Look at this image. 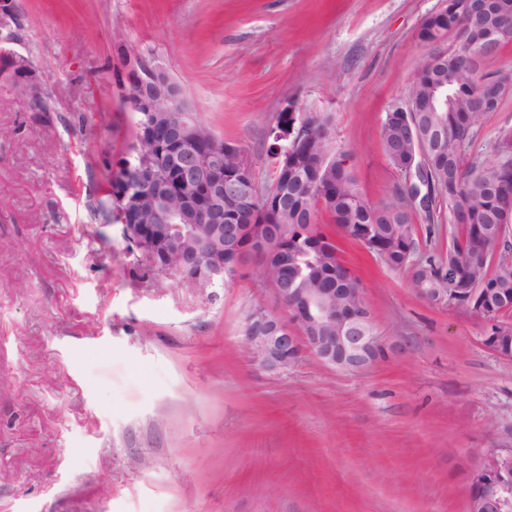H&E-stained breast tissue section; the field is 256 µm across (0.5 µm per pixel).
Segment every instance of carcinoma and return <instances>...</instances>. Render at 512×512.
Instances as JSON below:
<instances>
[{"label": "carcinoma", "instance_id": "1", "mask_svg": "<svg viewBox=\"0 0 512 512\" xmlns=\"http://www.w3.org/2000/svg\"><path fill=\"white\" fill-rule=\"evenodd\" d=\"M447 11L434 13L422 24L418 39L426 50L413 72L407 96L418 105L429 86V73L448 75L451 101L446 112H387L382 123L384 152L390 163L404 172L414 168L415 181L401 196H420L426 209L447 212L454 234L448 243V268L433 257L420 260L412 271L414 282L428 288H452L456 278L470 288L497 289L512 295V266L489 274V261L512 249V129L502 131L494 146L495 159L463 164L472 145L473 128L481 113L471 104L482 84L509 83L512 76H487L485 62L505 42L482 43L469 33L458 46L436 52L434 43L456 32V21L467 12V0H446ZM487 24L496 26L512 17V0H494ZM304 130L299 143L288 146V169L275 167L271 184L258 189L246 218L262 234L275 228L278 235L264 257L268 269L294 288H325L327 273H336V287L358 288L360 282L342 263L336 239L318 222L325 209L346 235L375 253L389 268L407 270L417 250L411 211L400 202L368 201L343 154L333 152L329 115L305 109L297 113ZM288 187V213L278 208V194Z\"/></svg>", "mask_w": 512, "mask_h": 512}]
</instances>
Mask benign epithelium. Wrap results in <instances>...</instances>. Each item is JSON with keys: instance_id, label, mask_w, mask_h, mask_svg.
Listing matches in <instances>:
<instances>
[{"instance_id": "7a95c632", "label": "benign epithelium", "mask_w": 512, "mask_h": 512, "mask_svg": "<svg viewBox=\"0 0 512 512\" xmlns=\"http://www.w3.org/2000/svg\"><path fill=\"white\" fill-rule=\"evenodd\" d=\"M0 65L15 72L0 87L14 93L33 88L40 79L24 54L0 41ZM127 88L138 96L139 110L133 157L123 169L134 176H120L111 189L121 214L123 237L145 254L148 243L162 240L167 250L157 265L178 275L194 288H209L235 279L240 269L260 263L264 241L252 227L237 221L251 202L249 169L240 165L224 171V156L236 148L213 133L186 103L180 86L163 65L140 57L126 58ZM448 106V85L434 84L422 112ZM275 140L300 138L293 102L283 109ZM231 253L237 264L224 266L218 253ZM269 288L286 316L257 308L245 319L243 345L254 364L266 371H283L302 355L311 354L322 364L350 373H362L401 349L398 341L384 340L375 331L364 293L358 292L357 310L336 316L334 288H289L271 283ZM416 294L434 306H448L472 315L485 324L484 339L499 341L498 332L508 324L499 313L485 310L478 292L465 288H417ZM320 310L316 321L298 315L300 301ZM469 503L472 512H512V450L488 452L468 464Z\"/></svg>"}]
</instances>
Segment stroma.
<instances>
[{
    "instance_id": "1",
    "label": "stroma",
    "mask_w": 512,
    "mask_h": 512,
    "mask_svg": "<svg viewBox=\"0 0 512 512\" xmlns=\"http://www.w3.org/2000/svg\"><path fill=\"white\" fill-rule=\"evenodd\" d=\"M0 29L46 79L48 111L0 88V512H468V462L512 450V358L481 320L342 240L379 335L404 355L353 374L249 359L278 305L258 268L214 289L149 275L95 217L129 153L123 56L162 63L199 119L272 180L288 102L332 118L366 197L405 182L381 143L443 0H14ZM512 95L470 156L492 160ZM419 255L448 222L412 209Z\"/></svg>"
}]
</instances>
